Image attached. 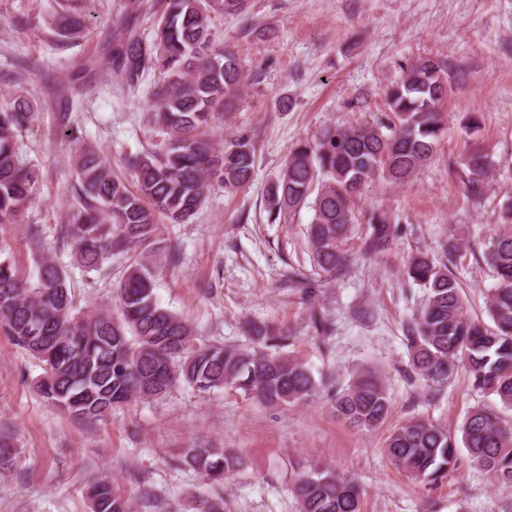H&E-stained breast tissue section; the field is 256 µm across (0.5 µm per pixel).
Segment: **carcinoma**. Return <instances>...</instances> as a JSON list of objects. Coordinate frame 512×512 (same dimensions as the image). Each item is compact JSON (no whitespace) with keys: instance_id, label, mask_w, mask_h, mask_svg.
<instances>
[{"instance_id":"carcinoma-1","label":"carcinoma","mask_w":512,"mask_h":512,"mask_svg":"<svg viewBox=\"0 0 512 512\" xmlns=\"http://www.w3.org/2000/svg\"><path fill=\"white\" fill-rule=\"evenodd\" d=\"M165 7L152 42L135 27L113 21L112 49L91 61L89 71L107 83L112 76L134 87L150 70L160 84L150 101L151 118L163 134L154 151L126 159L135 184L112 170L91 148L75 156L76 199L65 235L75 262L109 278L112 259L159 236L157 214L186 223L198 212L209 183L234 192L251 181L252 140L240 135L218 149L211 131L235 107L244 64L229 45L215 43L217 14H242L249 0H161ZM87 0H57L56 35L82 33L75 16ZM457 70L451 62L420 58L402 66L401 79L385 90L388 114L358 127H329L314 141L296 145L267 191L268 219L276 222L304 207L313 211L307 236L313 259L328 276L350 264L340 243L354 224L355 198L376 176L407 184L432 157L445 132L441 104ZM33 105L16 98L0 104V227L16 224L34 199L37 174L20 162L18 140L32 126ZM467 192L478 199L489 172L488 156L474 150L460 161ZM367 247L389 241L387 217L370 213ZM37 255L25 276L0 260V328L42 369L36 390L49 404L84 423L99 421L117 408L154 399L176 383L200 392L227 386L272 406L312 397L322 386L311 370L274 348L285 335L252 325L248 343L224 345L199 340L191 324L162 307L154 295L152 266L131 264L114 292L116 312L75 307L65 270L40 253L41 233L31 228ZM483 258L496 286L488 299L490 322L464 311L461 287L448 264L415 255L408 278L423 290V302L408 336L413 372L443 387L459 366L475 386L512 408V230L492 237ZM336 414L351 426L374 429L386 418L389 397L381 378L355 375L332 395ZM461 438L424 420L401 424L388 437L391 462L428 484L441 480L466 458L500 487L512 490V425L478 407L466 416ZM20 451L0 436V470L14 466ZM182 464L221 482L239 460L222 448H187ZM92 512H139L142 502L116 494L105 480L88 486ZM295 493L301 512H360L361 490L352 479L316 468L299 476Z\"/></svg>"}]
</instances>
